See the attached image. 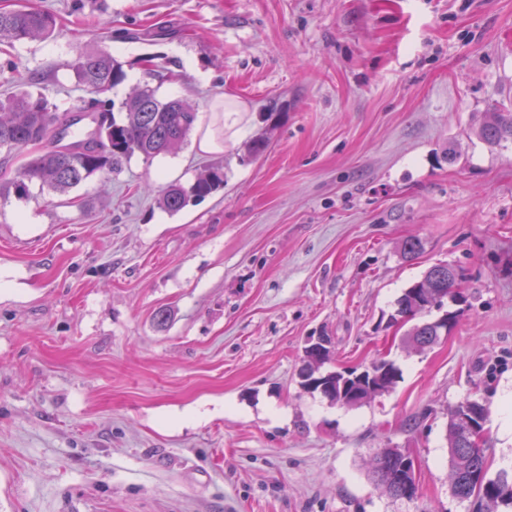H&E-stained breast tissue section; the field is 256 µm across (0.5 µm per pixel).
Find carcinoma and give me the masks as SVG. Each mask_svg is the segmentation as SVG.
Here are the masks:
<instances>
[{
    "instance_id": "carcinoma-1",
    "label": "carcinoma",
    "mask_w": 512,
    "mask_h": 512,
    "mask_svg": "<svg viewBox=\"0 0 512 512\" xmlns=\"http://www.w3.org/2000/svg\"><path fill=\"white\" fill-rule=\"evenodd\" d=\"M55 27L53 14L32 5L18 10L0 9V44L37 36L49 38ZM70 70L84 93L80 111L103 117L98 132L72 140L68 143L69 151L64 153L59 150L58 135L69 133L72 122L61 120L57 105L43 94L31 91L0 101V148L23 151L32 145L40 147L37 154L17 169L13 178L0 180V197L13 194L25 198L34 183L65 194L94 175H112V171L135 154L152 159L170 152L194 128L197 119L194 110L185 109L179 98L158 99L156 89L147 84L125 99L121 105L123 117L116 118L109 94L124 80V72L121 63L108 52H84L70 65ZM474 134L490 147L512 142V102H499L484 113ZM223 185V168L212 166L188 186L178 182L168 184L160 203L165 209L178 212L189 202L204 198ZM448 269L450 266L446 264H436L406 288L396 302L391 321L406 324L434 307L441 308L448 298L461 301L462 272L457 269L450 274ZM455 321L456 314L447 312L434 321L414 325L407 335L419 349L431 348L438 343L442 330L451 329ZM324 366L323 362L303 363L298 372L299 385L307 392L322 394L334 404L342 400L341 392L352 389L370 387L380 394L386 393L399 377L393 363L387 368L372 363L366 368V373L373 374L370 380L340 371H325ZM467 413L476 415L475 423L483 428L489 408L479 400L467 399L448 413L446 438L451 494L461 501L475 497L492 505H512V472L503 469L495 477H488L484 442L475 443L457 434V418ZM379 462L376 455L369 461L373 481L390 497L404 498V485L394 478L401 471V462L388 460L382 466Z\"/></svg>"
}]
</instances>
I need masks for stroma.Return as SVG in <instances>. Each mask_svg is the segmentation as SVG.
I'll use <instances>...</instances> for the list:
<instances>
[{
  "label": "stroma",
  "mask_w": 512,
  "mask_h": 512,
  "mask_svg": "<svg viewBox=\"0 0 512 512\" xmlns=\"http://www.w3.org/2000/svg\"><path fill=\"white\" fill-rule=\"evenodd\" d=\"M28 1L56 32L0 46V95L76 109L68 65L104 49L114 102L147 84L198 119L111 179L0 199V512H512L451 495L446 441L477 399L490 472L512 459V144L472 133L512 94V0ZM213 163L223 188L160 206ZM440 263L465 299L417 352L388 320ZM320 335L330 369L382 357L395 388L357 408L302 390ZM380 448L413 457L414 499L373 484Z\"/></svg>",
  "instance_id": "35a3bbf8"
}]
</instances>
